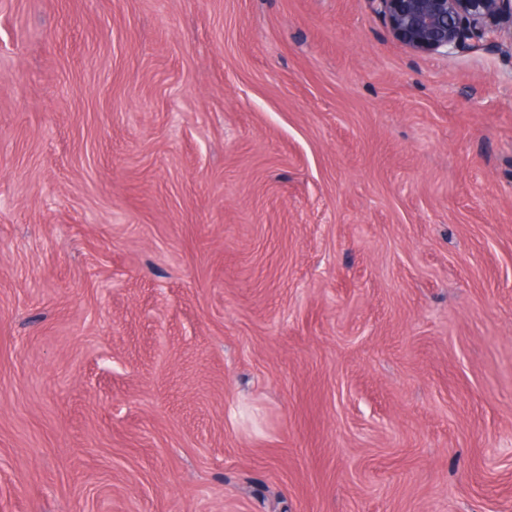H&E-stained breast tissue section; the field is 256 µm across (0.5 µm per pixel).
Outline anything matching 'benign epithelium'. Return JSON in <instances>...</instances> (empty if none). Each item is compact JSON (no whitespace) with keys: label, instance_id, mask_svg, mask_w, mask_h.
Masks as SVG:
<instances>
[{"label":"benign epithelium","instance_id":"obj_1","mask_svg":"<svg viewBox=\"0 0 512 512\" xmlns=\"http://www.w3.org/2000/svg\"><path fill=\"white\" fill-rule=\"evenodd\" d=\"M395 37L420 54H451L512 34V0H369Z\"/></svg>","mask_w":512,"mask_h":512}]
</instances>
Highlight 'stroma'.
I'll return each instance as SVG.
<instances>
[{"instance_id":"stroma-1","label":"stroma","mask_w":512,"mask_h":512,"mask_svg":"<svg viewBox=\"0 0 512 512\" xmlns=\"http://www.w3.org/2000/svg\"><path fill=\"white\" fill-rule=\"evenodd\" d=\"M0 512H512V43L0 0Z\"/></svg>"}]
</instances>
